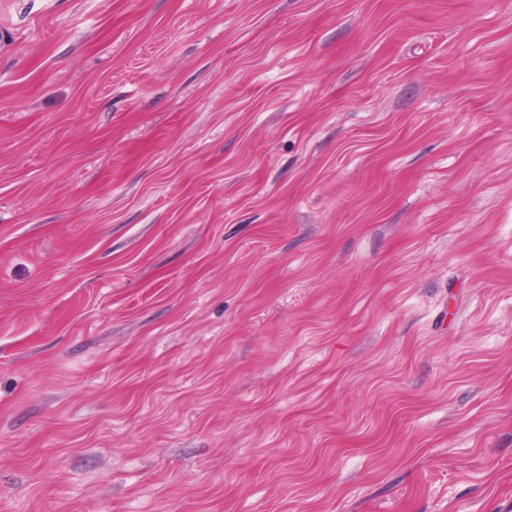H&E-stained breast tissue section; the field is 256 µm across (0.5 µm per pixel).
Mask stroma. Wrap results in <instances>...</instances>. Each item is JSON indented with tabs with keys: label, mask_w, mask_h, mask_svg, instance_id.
Segmentation results:
<instances>
[{
	"label": "stroma",
	"mask_w": 512,
	"mask_h": 512,
	"mask_svg": "<svg viewBox=\"0 0 512 512\" xmlns=\"http://www.w3.org/2000/svg\"><path fill=\"white\" fill-rule=\"evenodd\" d=\"M0 512H512V0H0Z\"/></svg>",
	"instance_id": "obj_1"
}]
</instances>
